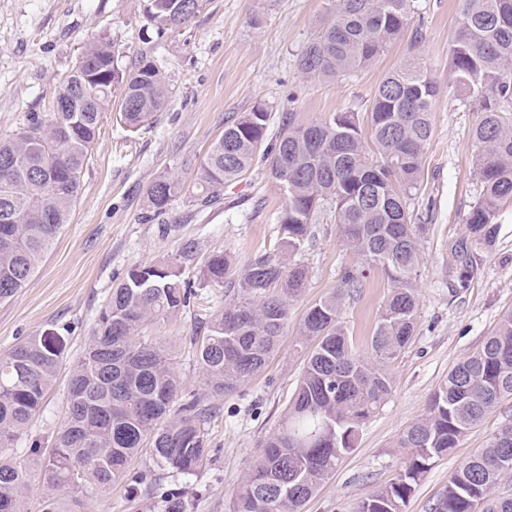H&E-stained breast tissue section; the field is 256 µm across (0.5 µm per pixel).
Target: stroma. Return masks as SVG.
<instances>
[{"label": "stroma", "mask_w": 512, "mask_h": 512, "mask_svg": "<svg viewBox=\"0 0 512 512\" xmlns=\"http://www.w3.org/2000/svg\"><path fill=\"white\" fill-rule=\"evenodd\" d=\"M147 5L148 0H0V138L17 133L31 115L51 112L58 82L101 34L112 39L119 67L147 56L169 90L163 110L135 133L121 122L122 99L113 95L69 224L25 287L0 303V355L52 328L69 338L68 354L41 411L10 454L30 464L32 443H46L62 425L72 367L113 286L133 266L171 260L181 265L194 293L177 319L150 325L145 333L163 340L185 389L212 407L206 432L215 454L192 475L157 470L146 456L132 469L159 474L164 489L182 494L188 512H230L238 486L262 441L278 428L302 376L305 354L295 344L294 330L310 305L339 289L343 269L358 258L333 216H324L300 255L309 268V284L290 307L289 331L276 354L244 385L214 396L198 365L195 340L202 337L209 315L223 306L224 290L200 284L199 269L215 253L227 254L236 270L261 255H278L276 218L284 198L261 155L238 182L225 186L219 203L205 210L182 199L154 213L144 204L146 189L164 173L193 184L225 123L259 102L271 111V142L290 115L309 123L349 111L368 123L382 79L411 61L437 87L422 178L410 202L429 226L420 243L417 323L411 341L389 366L391 396L362 426L355 450L303 509L353 512L358 501L403 468L406 452L396 442L424 413L449 370L512 310V200L498 208L496 242L480 249L469 288L455 286L451 246L481 192L472 139L480 114L456 83L449 54L458 0H416L407 28L387 53L368 68L325 81L303 76L296 60L325 19L328 0H204L186 27L161 37L147 18ZM388 293L386 277L375 270L359 291L344 297L341 318L356 350L366 351ZM506 422L512 423V396L451 455L432 465L405 512H431L459 463L485 447ZM90 508L165 512L166 504L160 495L122 481L93 498Z\"/></svg>", "instance_id": "1"}]
</instances>
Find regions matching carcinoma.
Wrapping results in <instances>:
<instances>
[{
    "label": "carcinoma",
    "instance_id": "carcinoma-1",
    "mask_svg": "<svg viewBox=\"0 0 512 512\" xmlns=\"http://www.w3.org/2000/svg\"><path fill=\"white\" fill-rule=\"evenodd\" d=\"M149 0L148 18L160 33L186 26L202 0ZM459 25L450 48L456 82L478 107L473 130L482 190L454 244L457 284L470 286L480 247L491 246L499 203L512 199V0H459ZM415 0H330L328 18L298 56L297 68L313 78H338L364 69L399 39ZM84 53L99 65L85 94L74 91L75 70L58 83L53 112L34 115L0 139V301L35 273L62 227L69 223L81 177L99 132L101 115L122 90L121 121L141 129L166 103L165 78L142 56L127 71L114 66L112 39L102 34ZM436 86L410 62L387 74L370 110L369 157L355 112L283 124L267 152L272 177L287 186L279 224L284 263L262 255L231 273L226 255L209 256L199 282L224 289V307L211 315L196 351L214 396L262 372L288 331L290 303L304 292L309 271L294 260L325 212L334 216L359 265L342 274V286L312 304L297 329L308 350L304 371L278 429L262 443L232 512H303L306 502L355 450L362 425L392 391L388 365L413 337L418 313L419 243L428 225L410 211L422 157L432 132ZM271 112L258 103L224 125L192 188L191 202L208 207L224 185L250 169L267 136ZM184 193L178 177L164 174L146 190L145 204L165 211ZM380 270L388 295L367 352H355L340 320L342 296ZM190 289L174 261L134 266L112 289L93 336L75 363L66 416L48 448H30L45 486L40 512H89L88 501L127 479L150 492L157 479L130 470L146 454L161 469L198 470L211 452L205 433L210 408L183 380L161 341L144 326L177 318ZM68 337L56 329L27 337L0 356V512H24L22 493L31 470L3 454L40 412ZM512 396V311L504 313L481 346L457 363L430 398L425 414L398 439L408 449L405 467L390 483L360 501L354 512H404L407 499L437 460L453 453L467 433L502 399ZM512 471V423L493 434L448 479L431 512H512V497L498 495Z\"/></svg>",
    "mask_w": 512,
    "mask_h": 512
}]
</instances>
